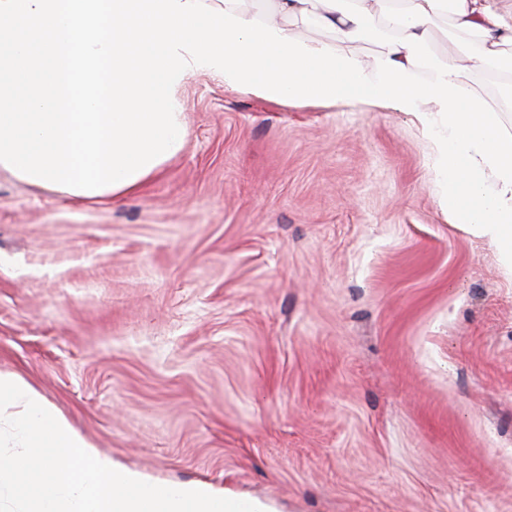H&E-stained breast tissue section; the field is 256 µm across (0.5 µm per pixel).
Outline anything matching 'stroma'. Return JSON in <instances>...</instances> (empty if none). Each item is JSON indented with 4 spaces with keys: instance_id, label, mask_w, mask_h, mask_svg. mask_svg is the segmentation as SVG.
<instances>
[{
    "instance_id": "1",
    "label": "stroma",
    "mask_w": 512,
    "mask_h": 512,
    "mask_svg": "<svg viewBox=\"0 0 512 512\" xmlns=\"http://www.w3.org/2000/svg\"><path fill=\"white\" fill-rule=\"evenodd\" d=\"M183 151L76 202L0 170V372L161 486L512 512V276L404 112L204 72ZM166 161H163L161 162L159 165L157 166H153L151 170H149L150 172L146 175H142L140 176L137 181H135L134 183H131L129 185H125V186H122V188H117L115 190H107L105 192H103V194L101 195H95V196H86V195H72V194H69L67 192H62V193H65L66 195L74 198V199H78V200H94V199H100V198H104V197H107V196H116V195H121V194H124V193H128V192H131V191H134L136 190L137 188H139L142 184H144L146 181H148L150 178H152L153 176H155L161 169L162 165L165 163Z\"/></svg>"
}]
</instances>
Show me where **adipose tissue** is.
Here are the masks:
<instances>
[{
	"instance_id": "ef3b65f1",
	"label": "adipose tissue",
	"mask_w": 512,
	"mask_h": 512,
	"mask_svg": "<svg viewBox=\"0 0 512 512\" xmlns=\"http://www.w3.org/2000/svg\"><path fill=\"white\" fill-rule=\"evenodd\" d=\"M421 5L437 17L442 0H271L270 23L279 34L295 36L311 25L331 32V48L348 52L349 45L378 18L383 6L406 8ZM452 31L466 40L448 64L471 69V77H457L455 85L484 95L475 70L490 66L503 45L512 43V0H451Z\"/></svg>"
}]
</instances>
